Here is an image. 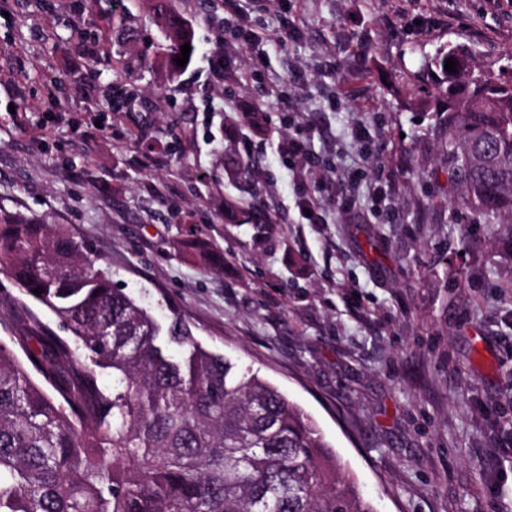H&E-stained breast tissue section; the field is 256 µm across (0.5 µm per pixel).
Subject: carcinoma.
Returning a JSON list of instances; mask_svg holds the SVG:
<instances>
[{"label": "carcinoma", "mask_w": 512, "mask_h": 512, "mask_svg": "<svg viewBox=\"0 0 512 512\" xmlns=\"http://www.w3.org/2000/svg\"><path fill=\"white\" fill-rule=\"evenodd\" d=\"M169 2L151 15L164 69L182 45L195 52ZM452 49L432 58L445 84L439 203L471 211L512 260V88L475 74L468 52L445 70ZM112 93L118 110L138 97L130 83ZM174 247L206 269L224 262L191 235ZM0 273L19 292L0 298V512H374L311 417L203 346L177 310L160 320L115 287L64 225L0 210Z\"/></svg>", "instance_id": "1"}]
</instances>
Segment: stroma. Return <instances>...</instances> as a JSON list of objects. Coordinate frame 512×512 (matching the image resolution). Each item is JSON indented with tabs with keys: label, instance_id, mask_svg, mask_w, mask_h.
Returning a JSON list of instances; mask_svg holds the SVG:
<instances>
[{
	"label": "stroma",
	"instance_id": "1",
	"mask_svg": "<svg viewBox=\"0 0 512 512\" xmlns=\"http://www.w3.org/2000/svg\"><path fill=\"white\" fill-rule=\"evenodd\" d=\"M153 5L0 0V207L66 225L158 317L178 310L279 387L377 512H512V462L497 454L512 441V261L463 253L482 227L431 207L448 185L438 102L399 77L444 44L498 74L512 0H273L234 82L210 58L258 18L254 0H177L196 52L173 76L148 67L165 43ZM110 11L123 28H107ZM121 74L138 90L124 112L105 95ZM284 87L324 161L307 183L360 174L323 200L319 224L281 152L295 131L273 108ZM246 112L270 121L256 130ZM230 154L252 160V179L227 173ZM190 233L223 251V269L174 249Z\"/></svg>",
	"mask_w": 512,
	"mask_h": 512
}]
</instances>
